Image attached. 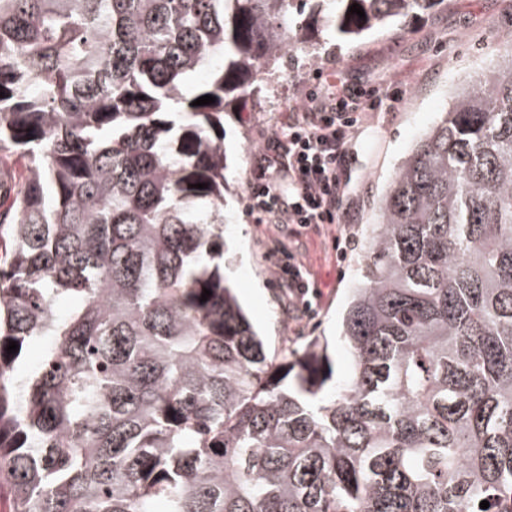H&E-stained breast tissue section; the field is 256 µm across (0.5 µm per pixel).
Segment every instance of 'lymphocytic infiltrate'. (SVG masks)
I'll return each instance as SVG.
<instances>
[{
	"label": "lymphocytic infiltrate",
	"instance_id": "1",
	"mask_svg": "<svg viewBox=\"0 0 512 512\" xmlns=\"http://www.w3.org/2000/svg\"><path fill=\"white\" fill-rule=\"evenodd\" d=\"M399 92L379 87L353 91L339 70L320 90L292 106L285 125L269 140L271 154L249 187V211L264 224L302 228L346 222L348 146L364 112H379Z\"/></svg>",
	"mask_w": 512,
	"mask_h": 512
}]
</instances>
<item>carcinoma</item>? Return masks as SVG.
<instances>
[{
  "label": "carcinoma",
  "mask_w": 512,
  "mask_h": 512,
  "mask_svg": "<svg viewBox=\"0 0 512 512\" xmlns=\"http://www.w3.org/2000/svg\"><path fill=\"white\" fill-rule=\"evenodd\" d=\"M303 2L0 0L14 512H512V44L376 201L334 400L325 344L270 358L226 284L224 105L296 47ZM445 3L325 8L351 42Z\"/></svg>",
  "instance_id": "cac0c4a2"
}]
</instances>
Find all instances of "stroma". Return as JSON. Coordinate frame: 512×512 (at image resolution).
Instances as JSON below:
<instances>
[{
  "label": "stroma",
  "mask_w": 512,
  "mask_h": 512,
  "mask_svg": "<svg viewBox=\"0 0 512 512\" xmlns=\"http://www.w3.org/2000/svg\"><path fill=\"white\" fill-rule=\"evenodd\" d=\"M299 37L308 49L281 59L277 75L263 94L243 99L224 114V245L226 274L238 295L257 291L243 308L270 357L302 354L315 336L327 338L337 384H344L352 360L339 339L341 317L357 285L373 204L397 164L503 46L512 43V0H448L428 15L407 16L395 28L372 32L356 43L329 37L324 14L306 9ZM333 65L354 88L370 84L400 88L401 99L388 112H366L349 145L348 173L353 205V249L337 262L336 225L325 231L293 234L289 225L259 224L247 211L249 183L257 172L256 155L307 90L317 89L318 71ZM277 111L259 108L264 96ZM293 252L306 267L312 287L311 314L290 310L287 289L275 282L279 251Z\"/></svg>",
  "instance_id": "obj_1"
}]
</instances>
